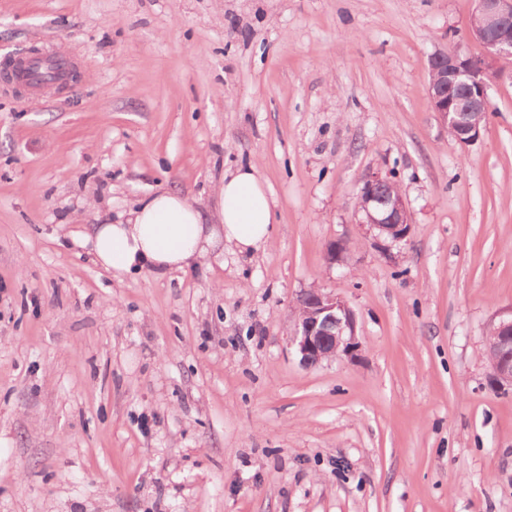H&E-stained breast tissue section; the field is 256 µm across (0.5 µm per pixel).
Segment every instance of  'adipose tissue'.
<instances>
[{
    "mask_svg": "<svg viewBox=\"0 0 512 512\" xmlns=\"http://www.w3.org/2000/svg\"><path fill=\"white\" fill-rule=\"evenodd\" d=\"M214 198L216 218L211 221L187 195L169 190L148 194L127 221L94 225L85 243L97 264L119 276L182 270L224 243L242 253L266 248L272 200L256 164L224 177Z\"/></svg>",
    "mask_w": 512,
    "mask_h": 512,
    "instance_id": "adipose-tissue-1",
    "label": "adipose tissue"
}]
</instances>
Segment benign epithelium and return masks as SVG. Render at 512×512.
Here are the masks:
<instances>
[{"instance_id":"7a95c632","label":"benign epithelium","mask_w":512,"mask_h":512,"mask_svg":"<svg viewBox=\"0 0 512 512\" xmlns=\"http://www.w3.org/2000/svg\"><path fill=\"white\" fill-rule=\"evenodd\" d=\"M471 39L483 46V58L471 56L459 47L440 49L429 59V102L444 125L461 144L475 141L487 120L489 77L497 63L512 60V0H475L468 28ZM26 61L11 58L0 69L6 82L24 84ZM391 176L381 171L365 177L360 189V224L367 227L376 248L390 253L392 244L403 241L411 229L407 202L401 192L387 193ZM348 246L343 240L328 245L326 261L333 266L345 261ZM298 306L304 311L288 336V346L305 367L325 360L359 355L361 342L353 311L334 294L319 288L302 292ZM495 340L491 345L490 368L500 387H512V307L496 313Z\"/></svg>"}]
</instances>
